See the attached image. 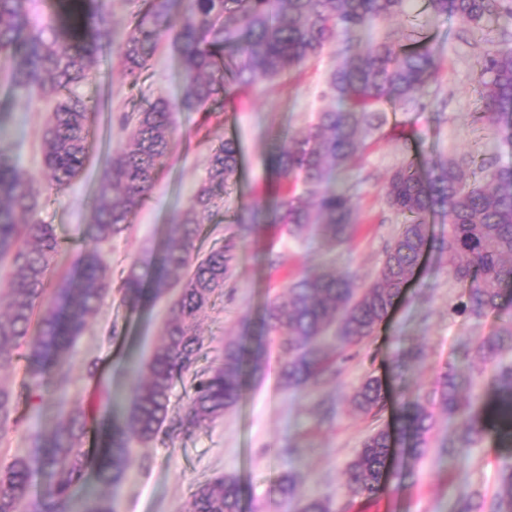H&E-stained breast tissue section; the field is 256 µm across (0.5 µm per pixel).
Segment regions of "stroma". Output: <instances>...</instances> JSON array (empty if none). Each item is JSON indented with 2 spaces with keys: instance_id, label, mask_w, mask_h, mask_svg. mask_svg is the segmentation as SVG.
<instances>
[{
  "instance_id": "stroma-1",
  "label": "stroma",
  "mask_w": 512,
  "mask_h": 512,
  "mask_svg": "<svg viewBox=\"0 0 512 512\" xmlns=\"http://www.w3.org/2000/svg\"><path fill=\"white\" fill-rule=\"evenodd\" d=\"M412 25L433 45L438 69L419 107L386 109L385 123L366 136L358 157L341 173V181L351 187L357 226L349 242L335 244L312 230L295 238L275 224L247 234L235 222L243 208L272 200L269 159L284 147L286 135L305 130L327 107L321 92L338 61L335 48L281 77L257 81L224 106L220 119L201 112L174 114L168 164L128 228L102 245V256L112 278L133 266L150 279L172 217L205 175L212 145L222 138L236 141L239 173L224 193L216 223L206 225L196 243L202 254L222 239L237 246L232 273L201 320L199 365H216L225 342L245 333L261 338L262 366L246 375L240 401L223 418L165 443L136 446L120 480L103 482L97 461H90L72 489L70 512H83L91 498L110 503L112 512H188L198 482L224 475L241 483L244 512H299L311 498L324 501L330 512H459L462 492L493 496L501 466L512 463V454L499 447L496 436L453 459L439 454L458 424L438 404V378L457 347L475 345L494 328L493 319L451 313L460 287L445 257L426 252L423 267L375 335L347 348L328 338L331 375L322 384L284 390L280 369L287 357L277 336L262 325L265 305L285 299L289 284L303 275L328 266L353 275L363 287L377 278L404 222L386 205L384 188L407 151L434 159L475 156L512 164V143L481 118L479 84V62L486 53L512 47V17H495L476 27L435 14L428 0H407L403 15L378 23L374 34H397ZM183 90L179 53L167 39L137 82L123 76L117 57L107 56L96 79L79 87L81 96L102 106L94 117L93 153L84 172L62 190H44L40 198L39 219L52 225L65 245L55 259L52 282L74 277L77 259L88 246L83 230L90 221L92 195L106 160L128 136L117 114L160 97L178 99ZM51 107L41 97L27 101L16 96L0 68V153L31 177L41 175L39 133ZM169 304L163 298L134 309L122 303L119 293L110 294L66 351L65 372L39 386L26 388L23 361L0 367V384L22 396L18 424L0 439V466L17 458L36 462L43 439L64 409L83 413L91 430L88 447L97 456L104 454L109 425L129 406L142 379L139 367L160 343ZM371 376L382 380L390 396L381 411L362 414L349 399ZM407 395L427 402L434 414L427 455L408 461V476L391 477L376 499L351 496L347 465L370 434L396 423ZM286 475L295 478L297 493L279 503L271 490Z\"/></svg>"
}]
</instances>
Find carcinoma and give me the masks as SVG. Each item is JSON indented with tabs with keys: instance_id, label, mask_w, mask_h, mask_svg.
Here are the masks:
<instances>
[{
	"instance_id": "carcinoma-1",
	"label": "carcinoma",
	"mask_w": 512,
	"mask_h": 512,
	"mask_svg": "<svg viewBox=\"0 0 512 512\" xmlns=\"http://www.w3.org/2000/svg\"><path fill=\"white\" fill-rule=\"evenodd\" d=\"M132 6L126 31L112 38L123 73L135 80L146 70L163 36L177 45L185 79L183 95L158 98L148 107L122 112L118 122L131 128L122 148L106 163L93 193L91 219L85 229L94 247L78 260L79 280L61 288L52 299L46 288L52 263L62 250L53 227L38 219L41 187L60 190L82 171L90 149L94 112L77 88L96 78L104 54L101 31L109 25L105 0H70L69 14L43 13L36 0H0V56L7 63L13 91L28 98L37 91L54 100L40 131L43 153L41 179L26 176L13 160L0 154V260L6 275L8 311L0 313V366L25 350L26 374L37 385L65 367L59 354L81 335L112 288L97 245L122 231L144 205L171 154L174 112L223 109L233 87L272 79L319 56L339 33L357 39L338 50L341 61L327 76L324 95L333 105L299 137L288 140L270 161L276 180L294 182L293 189L268 205H258L239 218L241 230L260 224H284L291 236L309 228L333 243L352 239L355 232L352 197L332 185L335 175L361 150L363 138L379 128L386 103L394 108L416 102L436 70L432 46L412 35L404 42L370 32L382 21L404 12L405 0H127ZM437 13L478 25L493 16L512 15V0H429ZM231 76L226 82L224 74ZM480 85L488 122L512 131V48L487 54ZM239 152L234 141L221 139L211 148L208 168L188 204L172 219L160 269L150 287L130 268L122 279V302L138 305L179 288L164 324L162 341L143 364L144 379L136 387L127 418L113 428L110 448L99 462L106 480L126 470L137 444L159 435L187 433L205 421L224 415L243 393L244 345L224 344L221 363L195 371V383L182 414L169 415L176 380L194 371L201 350L202 314L236 258L228 239L202 259L195 241L211 222L234 176ZM422 171L405 157L385 190L387 205L406 218L386 253L379 276L361 287L355 278L327 269L305 276L288 287L286 301L268 305L265 322L277 333L288 361L282 386L288 390L316 383L327 372L322 341L330 329L342 345L374 335L383 325L419 264L429 240L426 216L438 214L448 235L434 247L448 256L449 271L462 285L457 313L482 319L503 310L502 299L512 295V166L489 167L483 181L473 178L455 158L432 160ZM512 350V320L501 321L480 339L476 353L495 366L492 385L495 404L460 392L474 384L470 351L448 363L436 394L439 405L459 424L441 453L453 457L495 432L500 446L512 448V363L502 360ZM387 392L379 378H368L351 396L355 410L370 414L381 409ZM18 398L0 387V437L18 423ZM432 412L420 399L402 404L397 429L380 428L364 442L346 472L353 495L372 497L386 487L393 448L401 446L415 459L427 454ZM87 423L80 416L62 415L42 445L41 468L57 477L49 489L47 512H67L71 488L89 462L84 448ZM31 481L30 464L16 459L0 471V512H19ZM273 494L292 498L296 483L288 475ZM188 512H242V489L237 479L220 476L197 485ZM463 512H512V465L498 473L491 500L474 493L464 497Z\"/></svg>"
}]
</instances>
